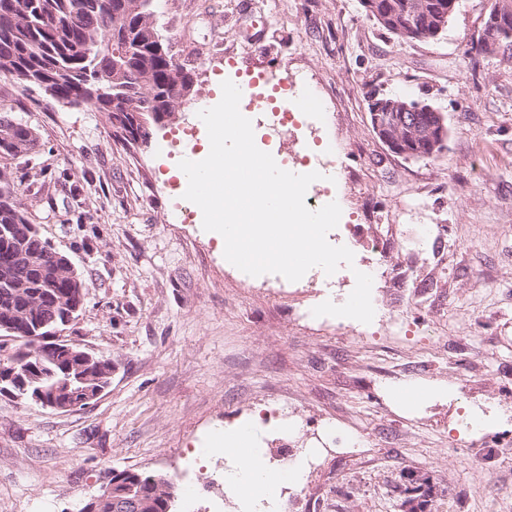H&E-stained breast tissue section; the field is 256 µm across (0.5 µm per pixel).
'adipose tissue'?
I'll return each instance as SVG.
<instances>
[{
  "mask_svg": "<svg viewBox=\"0 0 512 512\" xmlns=\"http://www.w3.org/2000/svg\"><path fill=\"white\" fill-rule=\"evenodd\" d=\"M255 441L256 432L249 424L224 436V454L232 460L224 472V485L229 496L251 512H263L281 487L301 485L304 468L299 463L271 466Z\"/></svg>",
  "mask_w": 512,
  "mask_h": 512,
  "instance_id": "ef3b65f1",
  "label": "adipose tissue"
}]
</instances>
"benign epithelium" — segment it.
I'll return each mask as SVG.
<instances>
[{
	"mask_svg": "<svg viewBox=\"0 0 512 512\" xmlns=\"http://www.w3.org/2000/svg\"><path fill=\"white\" fill-rule=\"evenodd\" d=\"M366 13L376 20L377 24L392 30L399 26L396 14L380 7V0H361ZM458 0H442L441 5L422 7L415 14L410 27L418 28L430 35L438 36L448 25L449 20L457 10ZM483 26L488 32L482 34L481 46L491 54L497 53L512 41V3L509 0H500L499 6L492 12L484 15ZM368 108L372 128L380 140L395 154L410 159L422 158L424 154L411 149L412 141L419 140L425 143L427 149L434 151L446 144L448 128L443 112L424 101H402L376 92L369 96ZM62 329L54 327L47 330L39 338L40 343H49L48 351L63 352L65 355L79 357L86 365H94L105 373V377H112V362L98 359L81 345L62 339ZM107 386L102 380L93 381V386L81 381L76 387L68 382L61 385L52 397H46L38 391L34 400L46 408L56 411H69L90 404L97 399ZM115 484L104 488L101 494L92 499L90 509L107 502L114 504L118 512H125L129 505L120 499L113 498Z\"/></svg>",
	"mask_w": 512,
	"mask_h": 512,
	"instance_id": "benign-epithelium-1",
	"label": "benign epithelium"
}]
</instances>
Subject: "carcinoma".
Segmentation results:
<instances>
[{
    "mask_svg": "<svg viewBox=\"0 0 512 512\" xmlns=\"http://www.w3.org/2000/svg\"><path fill=\"white\" fill-rule=\"evenodd\" d=\"M28 14L15 17L12 0H0V70L15 69L24 75L23 89L40 88L58 102H85L84 86L99 70L115 74L104 83L99 111L112 117V97L121 95L148 121L145 128L121 126L115 134L124 140L148 139L160 102L178 97L184 67L168 51H159L161 36L154 21L155 0H30ZM408 23L425 0H384ZM47 10L57 23L46 28L41 16ZM39 147L37 133L28 125L0 113V157L27 158ZM21 189L0 170V227L11 232L0 236V278L11 287L0 288V327L12 326L21 345L0 353V365L16 363L32 400L35 391L52 388L66 377L69 358L45 353L30 336H40L43 324L63 320L80 302L82 278L61 273L47 241L39 242L30 231L31 218L20 201ZM116 490L126 498L146 504L144 512H171L169 498L177 492L172 479L163 475L151 483L147 475L121 470Z\"/></svg>",
    "mask_w": 512,
    "mask_h": 512,
    "instance_id": "obj_1",
    "label": "carcinoma"
}]
</instances>
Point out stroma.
I'll list each match as a JSON object with an SVG mask.
<instances>
[{"mask_svg":"<svg viewBox=\"0 0 512 512\" xmlns=\"http://www.w3.org/2000/svg\"><path fill=\"white\" fill-rule=\"evenodd\" d=\"M490 5L460 0L437 38L400 44L360 0H156L195 85L146 143L117 140L94 104L9 86L8 110L42 148L0 168L34 184L22 204L82 273L85 304L62 336L110 360L112 381L65 412L0 394V512H79L123 469L199 481L173 512H241L208 449L243 423L272 465L319 450L275 512H402L424 496V512H512V58L468 51ZM290 72L333 148L311 189L340 205L354 263L270 289L225 262L221 235L177 223L180 155L164 146L218 103L217 81L268 89ZM375 89L444 112L443 152L391 153L371 126ZM240 111L259 149L294 152L249 99ZM358 269L373 276L372 322L313 316L349 296ZM415 380L437 393L391 401ZM472 410L498 418L462 431Z\"/></svg>","mask_w":512,"mask_h":512,"instance_id":"stroma-1","label":"stroma"}]
</instances>
